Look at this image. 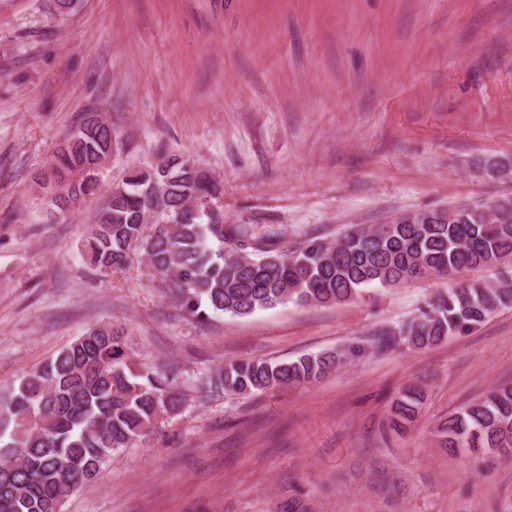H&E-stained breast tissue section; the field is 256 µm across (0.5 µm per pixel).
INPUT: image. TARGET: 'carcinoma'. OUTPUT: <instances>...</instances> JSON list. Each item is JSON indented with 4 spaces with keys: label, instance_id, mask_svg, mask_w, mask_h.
<instances>
[{
    "label": "carcinoma",
    "instance_id": "1",
    "mask_svg": "<svg viewBox=\"0 0 512 512\" xmlns=\"http://www.w3.org/2000/svg\"><path fill=\"white\" fill-rule=\"evenodd\" d=\"M117 139L100 113H84L55 150L50 169L101 167ZM179 181L160 196L149 191L169 167ZM193 161L178 155L140 168L107 190L97 223L83 243L89 266L123 270L131 254L165 283L182 314L204 323L213 314L248 316L288 302L331 306L368 288H388L424 276L456 274L512 262V212L491 217L489 205L455 208V220L437 211L400 215L387 224H356L336 241L312 238L294 250L279 235L251 224H224L222 212L187 205L216 188L198 183ZM100 191L93 177L55 182L56 199L69 206ZM501 307H512V282L464 283L437 295L415 317L378 339V347L421 350L464 334ZM368 352L357 343L292 361L228 362L206 389L259 395L313 384ZM124 330L96 325L0 394V512H62L82 486L96 481L112 452L133 448L182 409L178 373L132 369ZM423 390L402 388L391 404V428L416 420ZM444 447L456 453L512 456V386L487 395L440 421Z\"/></svg>",
    "mask_w": 512,
    "mask_h": 512
}]
</instances>
